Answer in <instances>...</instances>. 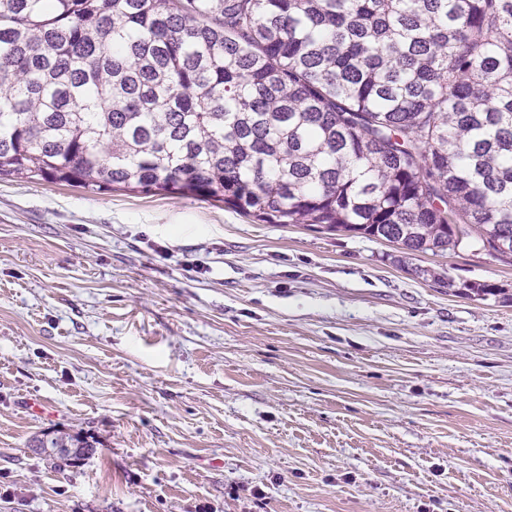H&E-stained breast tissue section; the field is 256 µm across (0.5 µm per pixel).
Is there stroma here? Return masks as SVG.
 Here are the masks:
<instances>
[{"instance_id":"stroma-1","label":"stroma","mask_w":512,"mask_h":512,"mask_svg":"<svg viewBox=\"0 0 512 512\" xmlns=\"http://www.w3.org/2000/svg\"><path fill=\"white\" fill-rule=\"evenodd\" d=\"M470 282L512 265L1 180L0 512H512V303ZM36 442L35 447L39 448V451L58 467L75 464V461L85 459V456L93 454L94 448H97L96 441L89 440L81 434L62 431L46 435V437L37 439ZM68 448H73V450L70 451Z\"/></svg>"}]
</instances>
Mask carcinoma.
Wrapping results in <instances>:
<instances>
[{
    "instance_id": "1",
    "label": "carcinoma",
    "mask_w": 512,
    "mask_h": 512,
    "mask_svg": "<svg viewBox=\"0 0 512 512\" xmlns=\"http://www.w3.org/2000/svg\"><path fill=\"white\" fill-rule=\"evenodd\" d=\"M0 179L512 264V0H0Z\"/></svg>"
}]
</instances>
